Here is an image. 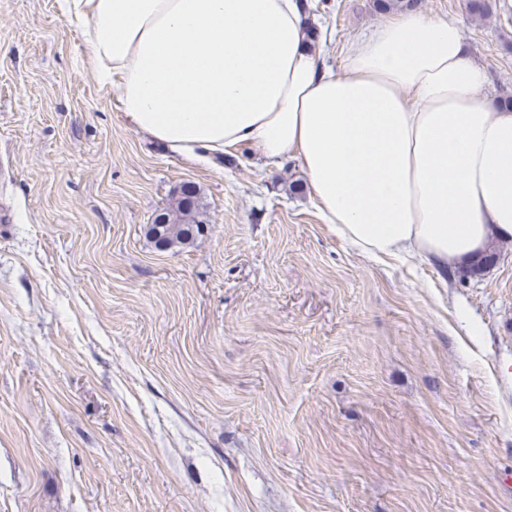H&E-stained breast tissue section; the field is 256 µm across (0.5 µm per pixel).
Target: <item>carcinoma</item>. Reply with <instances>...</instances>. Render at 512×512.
<instances>
[{"label":"carcinoma","instance_id":"carcinoma-1","mask_svg":"<svg viewBox=\"0 0 512 512\" xmlns=\"http://www.w3.org/2000/svg\"><path fill=\"white\" fill-rule=\"evenodd\" d=\"M420 3L421 0H374L373 6L382 13H389L414 10ZM160 216L165 218L164 223L151 224L147 228L148 236L157 245L184 244L201 231V225L207 223L201 197L195 187L188 190L181 187L176 190ZM497 258L498 253L495 251L479 256L460 274V278L466 280L482 274Z\"/></svg>","mask_w":512,"mask_h":512}]
</instances>
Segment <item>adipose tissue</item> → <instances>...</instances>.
<instances>
[{
	"label": "adipose tissue",
	"instance_id": "1",
	"mask_svg": "<svg viewBox=\"0 0 512 512\" xmlns=\"http://www.w3.org/2000/svg\"><path fill=\"white\" fill-rule=\"evenodd\" d=\"M127 127L189 156L297 157L325 223L358 253L442 266L512 236V111L455 20L404 12L342 68L301 0H63Z\"/></svg>",
	"mask_w": 512,
	"mask_h": 512
}]
</instances>
